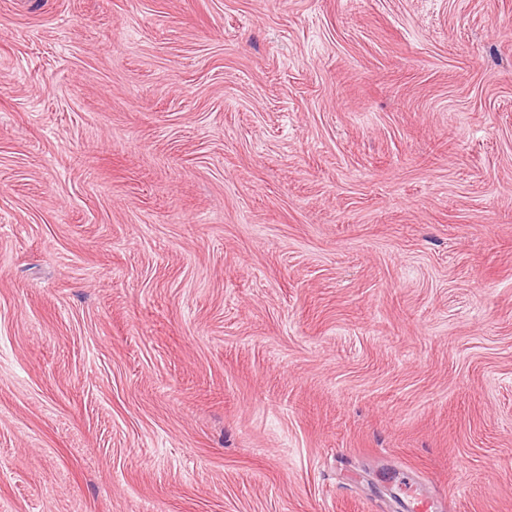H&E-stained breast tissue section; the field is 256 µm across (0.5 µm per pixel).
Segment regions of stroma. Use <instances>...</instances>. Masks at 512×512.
Listing matches in <instances>:
<instances>
[{"label":"stroma","instance_id":"35a3bbf8","mask_svg":"<svg viewBox=\"0 0 512 512\" xmlns=\"http://www.w3.org/2000/svg\"><path fill=\"white\" fill-rule=\"evenodd\" d=\"M512 512V0H0V512ZM402 483V490L406 497L404 501L408 512H434V502L422 493L418 484L410 479Z\"/></svg>","mask_w":512,"mask_h":512}]
</instances>
